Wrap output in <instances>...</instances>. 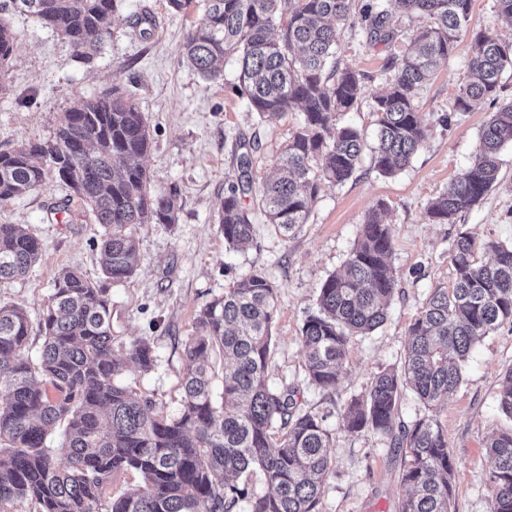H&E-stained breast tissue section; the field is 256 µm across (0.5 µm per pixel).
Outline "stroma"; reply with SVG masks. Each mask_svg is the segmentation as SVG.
Instances as JSON below:
<instances>
[{
    "mask_svg": "<svg viewBox=\"0 0 512 512\" xmlns=\"http://www.w3.org/2000/svg\"><path fill=\"white\" fill-rule=\"evenodd\" d=\"M203 4L192 0L179 12L168 0H116L112 36L90 64L77 60L69 44L36 17L7 13L16 44L0 71V151L25 139H52L61 113L77 98L115 86L131 95L145 114L152 139L143 164L155 190L178 193L180 210L174 225L138 228V270L129 281L110 288L115 353L147 336L156 355L154 371L128 368L126 382L165 413H176L184 344L195 331L197 313L241 275L263 274L276 287L278 299L270 382L296 386L304 408L326 414L332 434L333 472L324 487L322 512H398L406 489L398 480L399 463L388 440L371 432H349L342 412L381 370L403 359L407 328L428 296L435 289L452 288L451 244L459 230L472 233L481 245L512 244L510 144L500 153L496 185L460 224H434L426 215L428 201L447 191L473 163L480 132L493 113L486 102L468 112L454 109L460 86L470 79L472 34L486 31L512 41V22L499 15L494 0H473L468 32L419 92L428 139L403 170L385 177L372 169L370 157H363L346 184L324 189L307 224L288 239L267 223L254 198L246 197L254 242L237 251L218 229V212L226 182L238 174L240 146L253 145L252 175L262 181L272 173L301 114L265 121L250 112L234 90L235 58L225 60L224 79L218 83L205 81L182 62L180 46ZM145 12L154 19L147 37L134 24ZM336 40L341 64L368 76L358 108L339 114L337 123L358 129L370 147L377 130L373 97L390 77L388 60L405 52L409 42L372 47L347 24L338 28ZM380 201L389 206L398 292L383 326L351 337L336 389L325 393L305 378L300 329L316 307L322 283L342 267L366 213ZM0 223L23 225L42 248L41 260L25 277L0 284V302L28 314V349L34 355L43 343L39 323L56 274L77 268L91 278L100 276L103 228L88 206L52 177L36 190L0 203ZM511 371L512 326L507 325L472 349L459 387L432 412L455 461L456 512H488L491 463L485 444L493 432L512 428V419L498 405L500 387Z\"/></svg>",
    "mask_w": 512,
    "mask_h": 512,
    "instance_id": "stroma-1",
    "label": "stroma"
}]
</instances>
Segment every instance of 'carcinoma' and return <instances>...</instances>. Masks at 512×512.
I'll use <instances>...</instances> for the list:
<instances>
[{
	"label": "carcinoma",
	"mask_w": 512,
	"mask_h": 512,
	"mask_svg": "<svg viewBox=\"0 0 512 512\" xmlns=\"http://www.w3.org/2000/svg\"><path fill=\"white\" fill-rule=\"evenodd\" d=\"M182 45V57L204 80L224 77V59L237 55L238 93L262 119L302 113L276 159V174L254 184L249 152L224 192L219 229L236 248L253 242L250 211L255 195L269 223L288 237L307 223L324 186L342 185L362 161L359 130L336 124L358 105L369 76L335 57L336 25L355 20L367 44L389 45L401 30L391 21L390 0H205ZM407 19L430 25L412 33L409 51L392 58L387 89L373 97L377 136L374 169L393 176L424 146L428 129L417 95L437 64L454 53L467 30L472 0H395ZM36 16L91 64L111 35L115 0H10ZM279 30V37L272 32ZM16 37L0 20V70ZM469 61L473 79L460 88L454 111L477 101L498 102L500 78L512 66V42L475 35ZM512 143V102L499 106L484 127L474 163L450 190L426 207L434 224H455L496 183L500 152ZM147 121L137 102L119 88L76 101L63 112L48 141L25 140L0 151V201L26 194L48 174L88 205L101 236L103 279L66 268L54 280L39 324V358L25 354L27 314L0 305V512L17 499L38 512H322V489L331 470L326 416L301 408L298 389L269 384L276 289L260 273L240 276L224 296L202 308L184 345L180 408L166 414L155 400L124 383L131 364L154 370L151 339L133 342L123 356L112 350L108 285L136 271V227L174 224V192H155L141 164L151 150ZM380 202L366 216L343 269L328 275L316 312L301 327L308 384L336 388L350 337L384 324L398 287L391 264L393 234ZM493 260L477 261V241L460 232L452 244L455 285L436 289L407 330L404 360L380 371L342 418L352 433L390 440L400 457L398 479L408 489L399 512H456L454 461L431 415L405 423L400 402L411 389L426 406L448 399L462 381L472 347L512 325V245H485ZM36 237L18 224H0V283L27 275L40 260ZM512 418V372L498 396ZM489 512H512V429L487 442ZM133 471L141 486L113 496L115 477ZM262 473L263 494L240 487L242 475Z\"/></svg>",
	"instance_id": "cac0c4a2"
}]
</instances>
